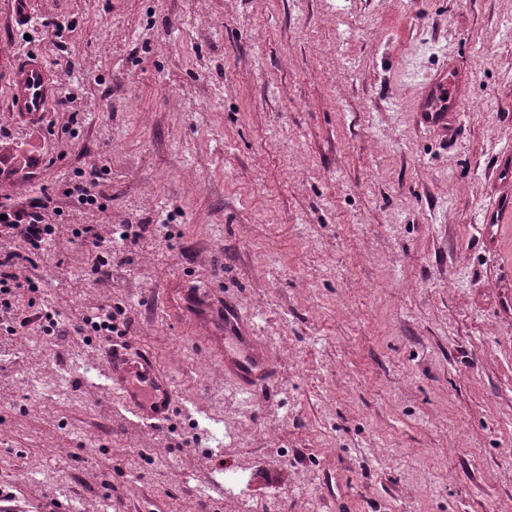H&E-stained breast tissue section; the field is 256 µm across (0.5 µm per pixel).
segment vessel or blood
<instances>
[{
	"label": "vessel or blood",
	"instance_id": "b4317fda",
	"mask_svg": "<svg viewBox=\"0 0 512 512\" xmlns=\"http://www.w3.org/2000/svg\"><path fill=\"white\" fill-rule=\"evenodd\" d=\"M8 80L11 111L33 117L51 110L54 78L40 56L32 55L15 62ZM417 110L424 126L447 128L459 110L455 78L450 75L438 77L422 95ZM483 222L490 237H498L503 231L512 232V195L497 197L486 209ZM106 365L113 391L140 423L152 426L168 419L174 407L173 390L150 354H132L111 345L107 348ZM227 370L244 379L250 389L265 380L268 373L259 357L235 362L228 365Z\"/></svg>",
	"mask_w": 512,
	"mask_h": 512
}]
</instances>
